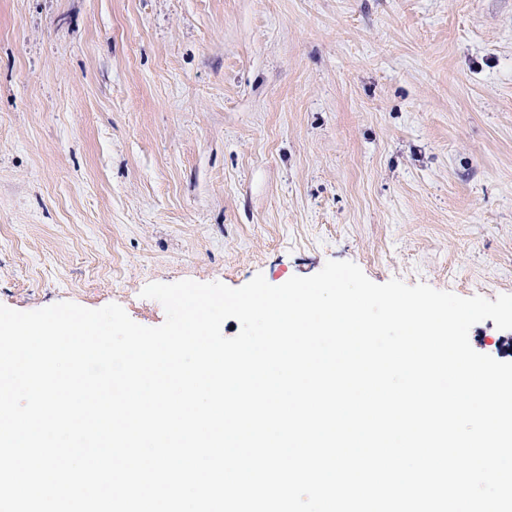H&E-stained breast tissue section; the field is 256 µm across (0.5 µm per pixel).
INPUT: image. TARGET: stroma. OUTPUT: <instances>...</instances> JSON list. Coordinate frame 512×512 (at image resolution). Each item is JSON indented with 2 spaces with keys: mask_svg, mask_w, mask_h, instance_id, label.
Instances as JSON below:
<instances>
[{
  "mask_svg": "<svg viewBox=\"0 0 512 512\" xmlns=\"http://www.w3.org/2000/svg\"><path fill=\"white\" fill-rule=\"evenodd\" d=\"M330 260L512 294V0H0V305Z\"/></svg>",
  "mask_w": 512,
  "mask_h": 512,
  "instance_id": "35a3bbf8",
  "label": "stroma"
}]
</instances>
